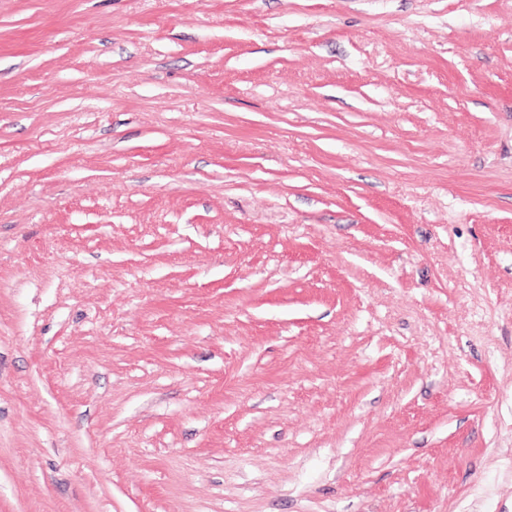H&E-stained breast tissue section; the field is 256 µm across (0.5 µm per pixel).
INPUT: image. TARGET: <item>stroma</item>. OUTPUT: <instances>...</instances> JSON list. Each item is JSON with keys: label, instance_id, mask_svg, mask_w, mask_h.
Returning <instances> with one entry per match:
<instances>
[{"label": "stroma", "instance_id": "obj_1", "mask_svg": "<svg viewBox=\"0 0 512 512\" xmlns=\"http://www.w3.org/2000/svg\"><path fill=\"white\" fill-rule=\"evenodd\" d=\"M0 512H512V0H0Z\"/></svg>", "mask_w": 512, "mask_h": 512}]
</instances>
